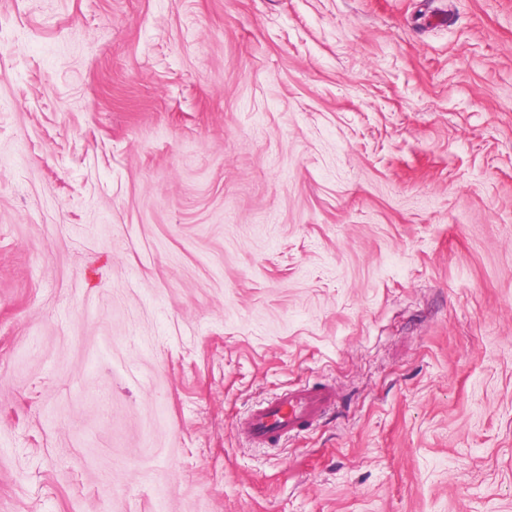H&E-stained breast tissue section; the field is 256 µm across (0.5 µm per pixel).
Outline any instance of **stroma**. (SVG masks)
<instances>
[{"mask_svg": "<svg viewBox=\"0 0 512 512\" xmlns=\"http://www.w3.org/2000/svg\"><path fill=\"white\" fill-rule=\"evenodd\" d=\"M0 512H512V0H0ZM335 405L333 387L301 386L261 402L237 429L255 447L276 446L288 437L308 431Z\"/></svg>", "mask_w": 512, "mask_h": 512, "instance_id": "stroma-1", "label": "stroma"}]
</instances>
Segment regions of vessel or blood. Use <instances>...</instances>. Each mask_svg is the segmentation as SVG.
Instances as JSON below:
<instances>
[{
    "instance_id": "b4317fda",
    "label": "vessel or blood",
    "mask_w": 512,
    "mask_h": 512,
    "mask_svg": "<svg viewBox=\"0 0 512 512\" xmlns=\"http://www.w3.org/2000/svg\"><path fill=\"white\" fill-rule=\"evenodd\" d=\"M335 404L333 387L301 386L261 402L239 423L238 430L254 446H275L308 431Z\"/></svg>"
}]
</instances>
